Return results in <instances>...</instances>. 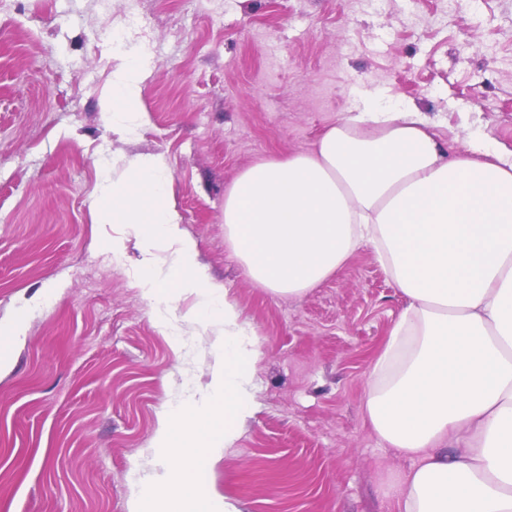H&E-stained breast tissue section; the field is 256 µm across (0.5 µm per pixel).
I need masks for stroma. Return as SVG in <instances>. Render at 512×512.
I'll list each match as a JSON object with an SVG mask.
<instances>
[{
    "mask_svg": "<svg viewBox=\"0 0 512 512\" xmlns=\"http://www.w3.org/2000/svg\"><path fill=\"white\" fill-rule=\"evenodd\" d=\"M151 63L146 125L120 136L101 101L127 56ZM367 92L415 105L453 151L512 152V0H6L0 9V320L27 310L0 370V512H127L175 399L214 339L176 348L138 286L140 244L112 259L89 203L102 159L124 180L160 157L170 202L213 283L255 327L254 414L201 478L240 512H389L412 462L363 416L408 305L371 250L301 297L254 283L224 240L244 167L306 151Z\"/></svg>",
    "mask_w": 512,
    "mask_h": 512,
    "instance_id": "1",
    "label": "stroma"
}]
</instances>
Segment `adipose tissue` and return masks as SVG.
Instances as JSON below:
<instances>
[{"instance_id": "adipose-tissue-1", "label": "adipose tissue", "mask_w": 512, "mask_h": 512, "mask_svg": "<svg viewBox=\"0 0 512 512\" xmlns=\"http://www.w3.org/2000/svg\"><path fill=\"white\" fill-rule=\"evenodd\" d=\"M145 56L130 54L104 102L137 133ZM437 124L366 94L313 148L244 167L224 190V238L247 275L301 296L371 248L408 299L377 358L363 413L412 461L385 495L395 512H512V154L451 151ZM131 191L100 169L95 223L140 240L141 286L175 346V302L191 295L197 334L215 336L210 379L180 397L153 443L162 454L128 512H238L198 475L253 413L256 331L210 282L195 241L168 204L170 175L135 158Z\"/></svg>"}]
</instances>
